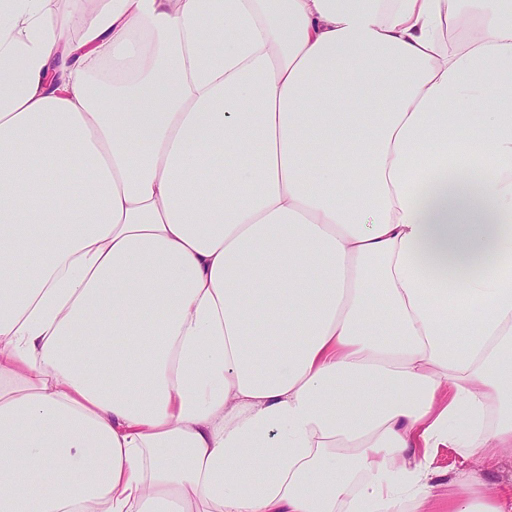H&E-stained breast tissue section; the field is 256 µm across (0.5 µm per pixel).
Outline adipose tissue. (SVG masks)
Returning a JSON list of instances; mask_svg holds the SVG:
<instances>
[{
	"label": "adipose tissue",
	"mask_w": 512,
	"mask_h": 512,
	"mask_svg": "<svg viewBox=\"0 0 512 512\" xmlns=\"http://www.w3.org/2000/svg\"><path fill=\"white\" fill-rule=\"evenodd\" d=\"M48 2L0 0V512H512L431 467L512 448V0Z\"/></svg>",
	"instance_id": "1"
}]
</instances>
